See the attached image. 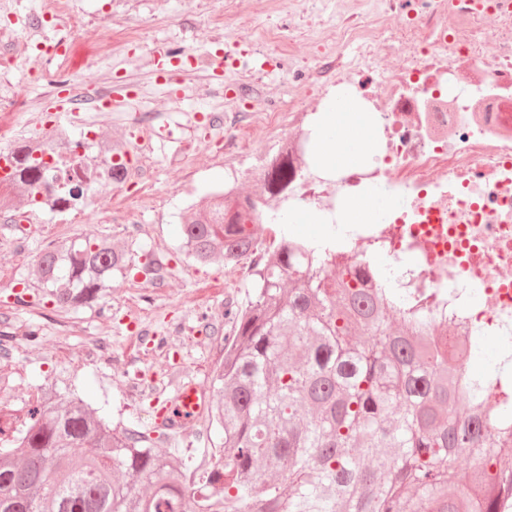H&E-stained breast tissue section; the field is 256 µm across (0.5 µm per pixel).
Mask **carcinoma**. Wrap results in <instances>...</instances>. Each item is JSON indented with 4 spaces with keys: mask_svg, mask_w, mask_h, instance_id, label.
Segmentation results:
<instances>
[{
    "mask_svg": "<svg viewBox=\"0 0 512 512\" xmlns=\"http://www.w3.org/2000/svg\"><path fill=\"white\" fill-rule=\"evenodd\" d=\"M26 141L0 157L27 201L63 210L77 195L47 178ZM294 167L278 153L259 191L216 193L181 227L201 264H240L259 248L264 203L288 199ZM127 253L93 234L37 261L39 283L65 308L97 301ZM313 248L282 238L251 266L254 298L226 312L233 336L216 370L210 416L224 434L195 489L146 438L110 428L80 398L47 393L21 426L0 419V512H512L495 491L512 479V418L473 371L476 336L434 321L412 292L383 287L371 262L327 274ZM401 328H387L391 317ZM363 330L368 338L353 340ZM473 458L464 487L458 457Z\"/></svg>",
    "mask_w": 512,
    "mask_h": 512,
    "instance_id": "1",
    "label": "carcinoma"
}]
</instances>
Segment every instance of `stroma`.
<instances>
[{
    "label": "stroma",
    "mask_w": 512,
    "mask_h": 512,
    "mask_svg": "<svg viewBox=\"0 0 512 512\" xmlns=\"http://www.w3.org/2000/svg\"><path fill=\"white\" fill-rule=\"evenodd\" d=\"M85 31L109 38L113 31L138 34L112 61H100L83 33L76 34L69 71L92 84L108 70L128 89L111 112L97 114L101 134L125 145L136 167L123 181L96 192L81 212L26 211L25 241H18L11 209H0V332L12 341L0 349V407L23 422L39 394L86 395L111 427L149 437L184 470L222 447L223 434L210 416L172 432L156 414L186 383L211 392L230 333L229 307L253 295L249 270L197 264L180 234L183 216L203 195L278 152L281 133L248 128L257 109L308 101L335 54L328 33L298 34L292 52L259 44L263 30L293 24L287 6L265 12L260 0H76ZM190 56H232L236 69L215 74L205 66L204 91L188 92L181 64L158 66L157 49ZM55 66L44 53L11 65L0 55V92L10 91L12 111L0 114V148L37 136L29 125L27 98L45 91ZM238 102L235 120L226 99ZM247 132L233 142L230 124ZM93 233L125 247L128 271L113 273L101 298L61 309L38 284V255L54 242ZM292 234L317 244L336 237L332 224H261L264 246ZM37 328V339L26 331Z\"/></svg>",
    "instance_id": "1"
}]
</instances>
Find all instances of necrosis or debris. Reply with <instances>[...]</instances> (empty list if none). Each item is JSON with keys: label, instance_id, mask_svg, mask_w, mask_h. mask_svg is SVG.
<instances>
[{"label": "necrosis or debris", "instance_id": "obj_1", "mask_svg": "<svg viewBox=\"0 0 512 512\" xmlns=\"http://www.w3.org/2000/svg\"><path fill=\"white\" fill-rule=\"evenodd\" d=\"M501 2L438 0L436 10L399 14L394 0H290L314 31L333 7L336 69L317 95L334 89L357 99L375 145L367 163L325 180L307 142L318 108L289 103L280 147L294 160L291 214L311 209L342 224L349 208L385 187L393 205L380 223L348 232L333 266L384 252L393 287L447 300L465 336L512 335V11H500ZM81 26L73 0H43L24 22V50H41L46 28L67 44ZM29 110L42 131L34 156L60 182L105 185L111 165L128 163L92 128L97 159L88 162L84 149L57 144L42 99ZM477 291L474 313L467 299Z\"/></svg>", "mask_w": 512, "mask_h": 512}]
</instances>
